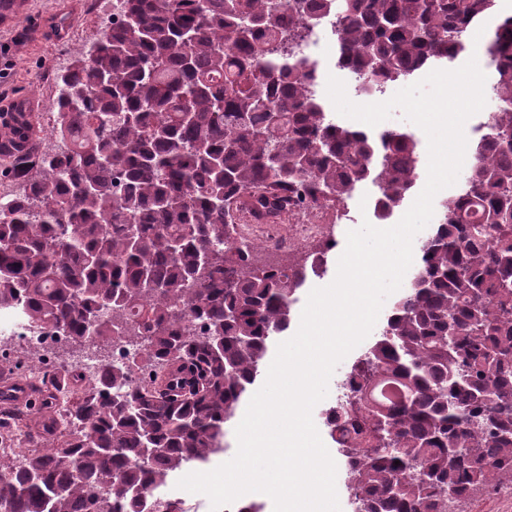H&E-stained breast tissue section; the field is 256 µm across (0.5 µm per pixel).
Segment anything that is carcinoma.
<instances>
[{
	"instance_id": "1",
	"label": "carcinoma",
	"mask_w": 512,
	"mask_h": 512,
	"mask_svg": "<svg viewBox=\"0 0 512 512\" xmlns=\"http://www.w3.org/2000/svg\"><path fill=\"white\" fill-rule=\"evenodd\" d=\"M497 0H112L113 17L57 75L59 143H0L20 190L0 200V307L146 350L134 378L105 366L26 466L0 454V512H184L157 496L224 452L228 426L287 331L296 293L336 246L274 265L230 242L227 219L274 222L371 181L376 219L414 188L417 142L337 124L302 54L329 20L336 67L379 90L466 51ZM512 14L485 43L491 122L420 263L359 361L372 374L336 411L358 512H465L512 482ZM203 323L200 332L186 327ZM393 380L385 406L376 383Z\"/></svg>"
}]
</instances>
